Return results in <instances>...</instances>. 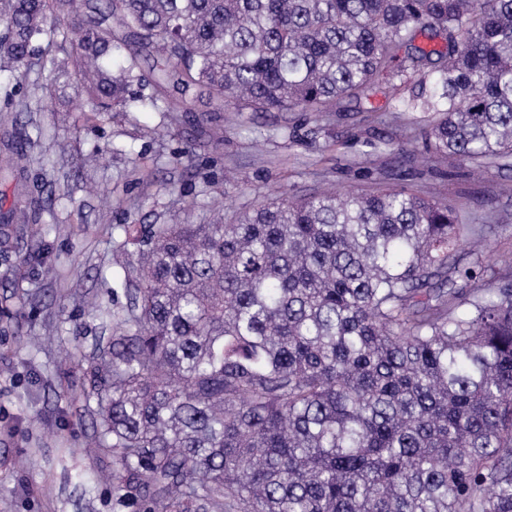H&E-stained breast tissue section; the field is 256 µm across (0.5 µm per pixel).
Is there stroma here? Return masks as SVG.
<instances>
[{
  "label": "stroma",
  "mask_w": 512,
  "mask_h": 512,
  "mask_svg": "<svg viewBox=\"0 0 512 512\" xmlns=\"http://www.w3.org/2000/svg\"><path fill=\"white\" fill-rule=\"evenodd\" d=\"M0 78V155L33 127L32 163L0 177V212L16 202L50 207L44 234H12L0 264V512H117L101 479L111 455L89 453L93 415L79 395L82 357L120 310L111 293L112 253L144 224L185 214L228 218L273 196L407 188L447 203L462 223L484 226L490 256L512 257V167L480 174L426 145L429 112L401 99L431 78L385 73L367 97H343L326 112H228L178 102L106 116L77 94L74 65Z\"/></svg>",
  "instance_id": "35a3bbf8"
}]
</instances>
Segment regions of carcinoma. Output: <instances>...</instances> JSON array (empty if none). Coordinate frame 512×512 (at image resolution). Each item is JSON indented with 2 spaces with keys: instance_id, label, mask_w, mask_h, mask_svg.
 Segmentation results:
<instances>
[{
  "instance_id": "cac0c4a2",
  "label": "carcinoma",
  "mask_w": 512,
  "mask_h": 512,
  "mask_svg": "<svg viewBox=\"0 0 512 512\" xmlns=\"http://www.w3.org/2000/svg\"><path fill=\"white\" fill-rule=\"evenodd\" d=\"M64 27H47L48 15ZM439 42L426 48L419 37ZM75 56L93 111L161 99L320 112L397 51L433 77L437 153L512 156V0H0V69ZM26 152L0 168L22 171ZM40 217L15 204L6 226ZM407 189L151 224L117 246L127 298L86 360L107 479L132 512H512V265Z\"/></svg>"
}]
</instances>
